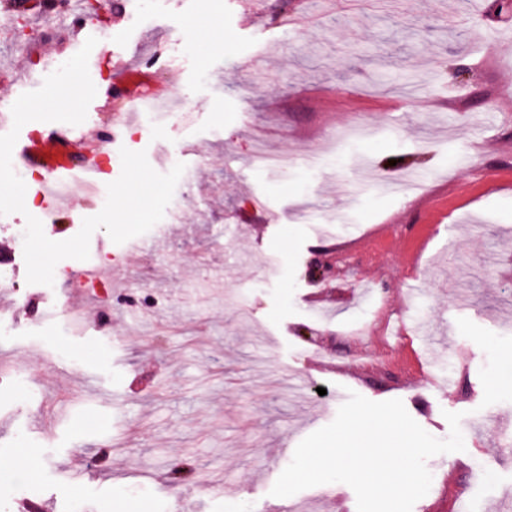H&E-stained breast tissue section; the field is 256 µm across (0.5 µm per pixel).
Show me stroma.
Returning a JSON list of instances; mask_svg holds the SVG:
<instances>
[{
    "label": "stroma",
    "mask_w": 512,
    "mask_h": 512,
    "mask_svg": "<svg viewBox=\"0 0 512 512\" xmlns=\"http://www.w3.org/2000/svg\"><path fill=\"white\" fill-rule=\"evenodd\" d=\"M311 5L113 7L92 50L100 109L73 131L125 114L121 68L160 50L148 85L177 111L107 152L146 151L162 174L183 163L179 216L121 244L92 234L102 296L75 291L71 258L53 286L27 283V217H0L14 282L0 314L15 318L0 325V512H356L344 483L332 499L270 494L352 391L402 400L439 439L446 413L463 415L464 451L433 456L440 482L412 512H451L457 492L480 512L512 507V389L490 387L512 353V14L495 0ZM26 25L22 43L0 41V101L84 45L66 22ZM355 122L373 135L328 151ZM259 151L295 163L262 167ZM414 170L422 184L385 189ZM259 199L279 223L260 222ZM101 209L75 182L44 233L69 239ZM478 457L495 468L483 491Z\"/></svg>",
    "instance_id": "obj_1"
}]
</instances>
